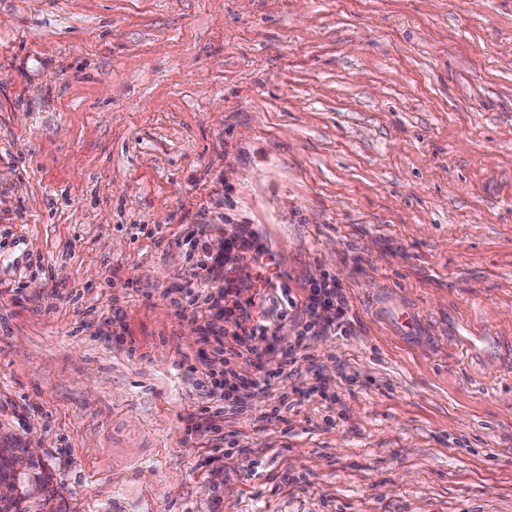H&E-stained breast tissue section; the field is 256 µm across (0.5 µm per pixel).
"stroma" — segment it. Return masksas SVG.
Masks as SVG:
<instances>
[{
    "instance_id": "35a3bbf8",
    "label": "stroma",
    "mask_w": 512,
    "mask_h": 512,
    "mask_svg": "<svg viewBox=\"0 0 512 512\" xmlns=\"http://www.w3.org/2000/svg\"><path fill=\"white\" fill-rule=\"evenodd\" d=\"M252 234L352 327L262 394L206 304ZM8 442L69 512H512V0H0ZM389 313L390 322L399 334L405 337H419L421 319L414 307H401Z\"/></svg>"
}]
</instances>
